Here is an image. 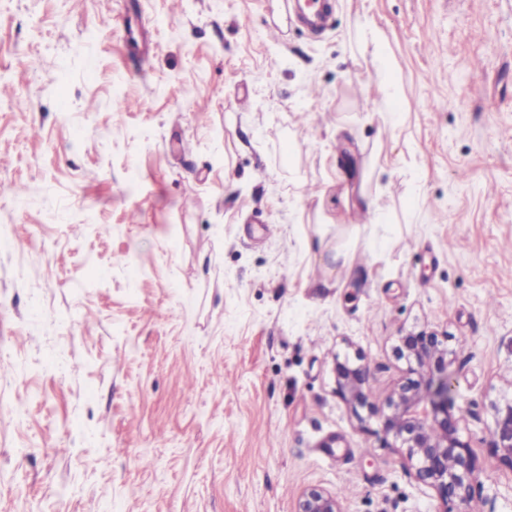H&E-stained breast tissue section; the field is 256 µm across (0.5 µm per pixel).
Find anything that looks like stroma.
Wrapping results in <instances>:
<instances>
[{
	"label": "stroma",
	"instance_id": "stroma-1",
	"mask_svg": "<svg viewBox=\"0 0 512 512\" xmlns=\"http://www.w3.org/2000/svg\"><path fill=\"white\" fill-rule=\"evenodd\" d=\"M284 16L0 0V512H441L331 370L383 401L416 327L457 352L466 512H512V0ZM492 422L488 427V448L494 457L512 468V397L492 406ZM294 512H346V510L336 493L321 486H309L301 491Z\"/></svg>",
	"mask_w": 512,
	"mask_h": 512
}]
</instances>
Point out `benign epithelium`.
Wrapping results in <instances>:
<instances>
[{"mask_svg": "<svg viewBox=\"0 0 512 512\" xmlns=\"http://www.w3.org/2000/svg\"><path fill=\"white\" fill-rule=\"evenodd\" d=\"M398 353L407 362L408 377L385 403H376L369 392L368 366L348 358L334 361L336 395L353 411L365 409L378 418L382 440L392 439L405 450L414 478L436 491L443 512H459L472 497L479 463L459 434L462 414L449 370L454 351L448 348V336L412 330L400 337ZM488 447L512 468V398L492 406ZM294 512L346 510L336 493L309 486L301 491Z\"/></svg>", "mask_w": 512, "mask_h": 512, "instance_id": "benign-epithelium-1", "label": "benign epithelium"}]
</instances>
